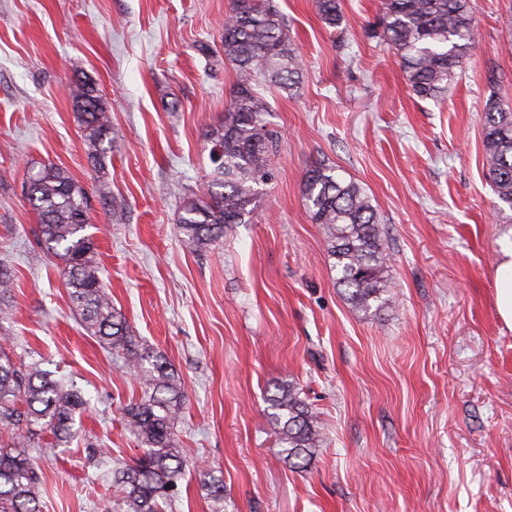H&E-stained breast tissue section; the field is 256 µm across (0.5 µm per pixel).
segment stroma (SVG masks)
<instances>
[{"instance_id": "obj_1", "label": "stroma", "mask_w": 512, "mask_h": 512, "mask_svg": "<svg viewBox=\"0 0 512 512\" xmlns=\"http://www.w3.org/2000/svg\"><path fill=\"white\" fill-rule=\"evenodd\" d=\"M470 2L474 40L433 101L371 37L381 0H341L334 32L314 0H275L304 61L297 92L269 96L276 178L249 223L191 253L178 206L208 188L207 133L234 83L221 43L231 0H0L10 354L92 397L78 437L36 454L42 512H120L88 451L117 466L140 454L121 421L138 380L81 327L33 234L23 186L48 163L89 193L104 286L184 387L173 512H211L203 467L224 475V512H512V330L495 307L512 207L485 178L482 146L489 91L512 107V0ZM85 78L119 134L100 167L68 91ZM319 160L377 209L396 295L379 313L347 302L310 219L303 178ZM282 382L325 434L300 470L268 425L266 396Z\"/></svg>"}]
</instances>
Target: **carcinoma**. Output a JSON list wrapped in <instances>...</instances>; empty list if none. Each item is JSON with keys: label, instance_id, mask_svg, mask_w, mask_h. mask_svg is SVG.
I'll use <instances>...</instances> for the list:
<instances>
[{"label": "carcinoma", "instance_id": "obj_1", "mask_svg": "<svg viewBox=\"0 0 512 512\" xmlns=\"http://www.w3.org/2000/svg\"><path fill=\"white\" fill-rule=\"evenodd\" d=\"M315 5L325 27L342 25L341 0H315ZM285 27L273 0H232L225 15L224 60L233 66L235 82L224 120L208 133L210 189L203 197L183 199L179 207L180 241L190 252L208 247L234 224L249 223L262 187L273 179L271 155L278 134L267 120L270 102L259 83L264 80L286 94L300 83L301 55ZM375 36L399 57L413 94L437 100L448 91L474 39L469 0H382ZM69 94L99 164L112 151V116L92 82L73 84ZM483 152L487 179L498 199L512 207V110L494 92L484 105ZM303 193L312 223L325 232L336 282L347 301L365 314L394 303L392 256L368 193L322 162L306 171ZM26 197L38 216L36 239L60 261L82 327L133 372L142 389L141 398L123 408L125 429L142 455L115 476L120 508L163 512L184 474L176 439L186 404L181 380L163 354L137 342L101 284L94 240L85 233L87 191L63 168L44 164L29 174ZM13 288V275L1 266L0 324L10 319L4 301ZM8 341L0 336V512H41V477L28 448L46 431L53 435V448L74 438L76 416L89 399L37 362L17 364L3 351ZM267 402L268 422L284 459L294 468L307 466L324 442L317 415L290 383L274 386ZM198 479L212 512H224L223 475L201 468Z\"/></svg>", "mask_w": 512, "mask_h": 512}]
</instances>
